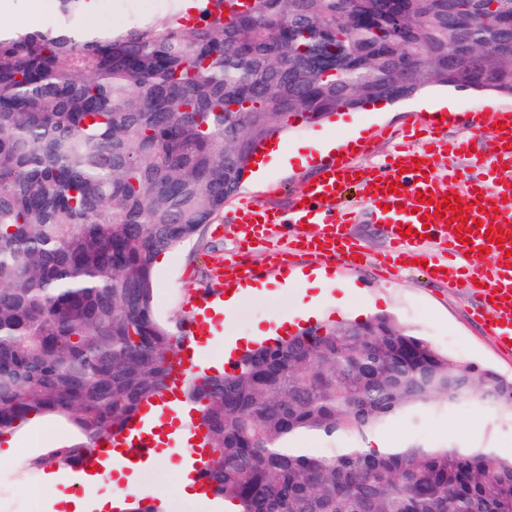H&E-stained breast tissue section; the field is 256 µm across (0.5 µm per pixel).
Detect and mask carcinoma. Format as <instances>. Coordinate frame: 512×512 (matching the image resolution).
I'll use <instances>...</instances> for the list:
<instances>
[{
    "mask_svg": "<svg viewBox=\"0 0 512 512\" xmlns=\"http://www.w3.org/2000/svg\"><path fill=\"white\" fill-rule=\"evenodd\" d=\"M94 1L110 2L0 27V437L32 415L76 429L29 471L70 469L167 389L186 334L157 315L156 257L202 236L289 117L431 86L512 95V0H204L87 35L69 20ZM477 392L512 417V379L389 315L302 329L183 388L214 500L238 512H512V457L370 447L394 417Z\"/></svg>",
    "mask_w": 512,
    "mask_h": 512,
    "instance_id": "cac0c4a2",
    "label": "carcinoma"
}]
</instances>
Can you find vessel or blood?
<instances>
[{"label":"vessel or blood","mask_w":512,"mask_h":512,"mask_svg":"<svg viewBox=\"0 0 512 512\" xmlns=\"http://www.w3.org/2000/svg\"><path fill=\"white\" fill-rule=\"evenodd\" d=\"M471 125L489 130L493 149L489 156L469 163L468 176H460L454 165L449 167V189L440 185L436 171L439 157L445 155L454 162L458 153H470L474 142L469 138L449 139L448 124L441 112L428 111L407 129V148L395 151L378 168H362L356 162L358 156L369 152V142L347 141L323 165L317 180L303 187V206L277 213L250 202L235 208L233 221L240 224L247 242L270 237L273 225H289L288 244L277 251L282 265H289L293 252L302 250L323 260L336 259L357 267L363 263V252L343 233L342 226L350 217L336 210L334 202L349 187L359 188L366 194L364 204L372 220L388 229L390 250L384 265L401 259L423 262L430 277L474 296L476 318L490 321L496 344L507 349L512 344V260L506 256L507 250H512V112L485 106L474 112ZM392 182L399 184V192L389 191ZM448 195L459 197L463 220L450 223L442 215L422 220V210L430 203H442ZM465 226L470 232L463 239L457 232ZM497 227L506 235L504 243L491 242L487 235L488 229ZM409 228L413 236L404 237V230ZM479 248L487 250L489 265L469 261L470 250ZM264 276L246 254L225 260L223 287L204 290L199 310L208 313L223 305L225 286ZM195 352L194 346L184 344L163 396L144 403L140 414L120 434L102 442L93 456L74 466V473L85 474L92 468L105 472L117 457L137 463L152 460L157 453L153 430L163 425L185 378L192 374ZM202 442V428L195 421H187L177 456L188 467L199 492L207 495L211 488L204 475L207 457Z\"/></svg>","instance_id":"1"}]
</instances>
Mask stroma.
<instances>
[{
	"mask_svg": "<svg viewBox=\"0 0 512 512\" xmlns=\"http://www.w3.org/2000/svg\"><path fill=\"white\" fill-rule=\"evenodd\" d=\"M176 0H111L103 10L104 23L130 26L146 18L175 8ZM493 102L512 111V96L496 93L478 94L433 86L416 96L385 105L368 103L356 110H342L319 123L293 117L280 140L285 145L322 137L342 135L370 138L371 152L359 157V165L381 164L395 150L405 127L418 120L420 113L441 106L452 112H471ZM319 163L304 167H279L263 174L248 173L235 196L236 201H256L282 211L290 210L305 183L316 177ZM353 211L347 232L364 253L363 265L351 268L336 262L331 270L337 281L354 283L360 299L345 311L331 310L328 321L362 322L379 314L394 316L403 326L428 339L450 360L471 363L512 377V353L495 345L488 327L472 317L471 303L465 295L448 290L440 282L427 279L409 265L400 266L392 277H382L377 263L388 249L386 228L372 222L357 192H348L341 202ZM205 239L212 251L199 250L196 242L166 252L164 262L154 267L156 310L161 319L174 322L193 310L192 299L205 286L216 285L218 266L239 252L240 237L232 225L217 221L208 225ZM295 303L288 294L273 293L246 300L235 312L231 331L244 336L270 316H288ZM68 428L56 419L44 416L21 426L15 439V453L0 462V512H47L44 498L33 499L26 493L32 484H42L45 473L38 470L20 477V466L40 452L45 442L64 439ZM378 438L392 444L416 442L458 448H492L503 455L512 454V421L504 419L487 401L472 396L447 407L433 405L426 413L410 419L394 418L377 430ZM175 460L160 462L143 480L147 490L163 497L170 512H205L193 499L178 497L174 491Z\"/></svg>",
	"mask_w": 512,
	"mask_h": 512,
	"instance_id": "35a3bbf8",
	"label": "stroma"
}]
</instances>
